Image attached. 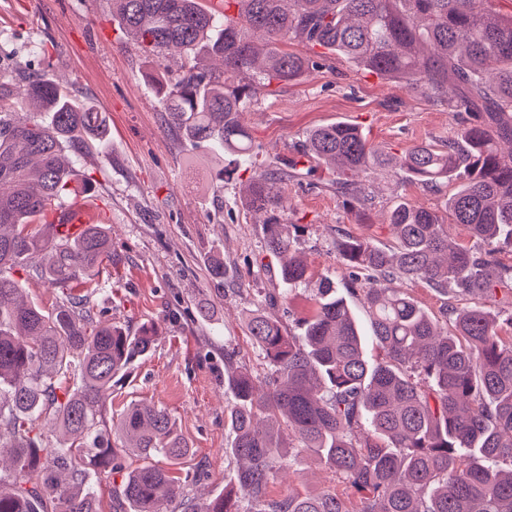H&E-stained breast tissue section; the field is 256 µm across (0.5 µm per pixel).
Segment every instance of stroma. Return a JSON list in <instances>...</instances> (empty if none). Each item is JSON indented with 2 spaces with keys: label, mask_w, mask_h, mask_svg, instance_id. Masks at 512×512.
Returning a JSON list of instances; mask_svg holds the SVG:
<instances>
[{
  "label": "stroma",
  "mask_w": 512,
  "mask_h": 512,
  "mask_svg": "<svg viewBox=\"0 0 512 512\" xmlns=\"http://www.w3.org/2000/svg\"><path fill=\"white\" fill-rule=\"evenodd\" d=\"M42 42L49 49L44 67L64 75L72 95L93 104L111 133V152L70 156L74 188L90 190L103 224L112 228V265L102 270L93 301L113 322L157 331L153 349L113 387L108 413L119 416L134 401L165 407L189 444L188 457L175 467L184 492L209 501L231 484L235 467L224 456L232 438L224 352L236 351L253 374L267 371L244 315L265 307L294 324L309 314L311 284L324 276L362 311V295L353 291L331 245L336 228L388 242L393 195L441 214L449 187L428 191L397 169L378 172L365 181L369 202L361 216L323 185L322 172L283 185L277 215L303 225L299 255L312 281L287 303L268 307L281 284L277 262L264 261L261 251L268 215L252 210L242 195L249 173L224 174L217 156L170 128L145 80L149 71L160 78L178 72L179 62L143 52L120 29L109 0H0V62L25 64ZM336 121L358 125L398 156L421 141L445 143L459 127L457 113L447 107L336 57L295 82L270 86L245 115L260 165L288 158L309 131ZM218 257L231 274L220 298L209 280ZM202 305L213 307L210 318L198 317ZM290 490H324L360 505V493L308 451L294 456L287 477H275L269 487L274 496Z\"/></svg>",
  "instance_id": "obj_1"
}]
</instances>
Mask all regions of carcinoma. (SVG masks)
<instances>
[{"label": "carcinoma", "mask_w": 512, "mask_h": 512, "mask_svg": "<svg viewBox=\"0 0 512 512\" xmlns=\"http://www.w3.org/2000/svg\"><path fill=\"white\" fill-rule=\"evenodd\" d=\"M492 2L224 0L220 22L201 0H112V15L142 49L184 59L158 89L169 126L231 155L237 169L255 164L243 115L260 91L330 54L462 117L447 143L414 145L400 161L424 188L455 184L447 220L397 195L394 244L339 230L332 239L352 279L364 281L368 324L325 280L297 333L260 310L246 317L264 376L224 349L234 398L224 452L237 470L232 488L205 505L184 497L168 468L189 446L166 408L134 402L107 416L113 380L150 350L154 333H132L94 310L96 278L112 265L110 229L44 236L31 228L71 194L65 146L107 147L109 131L45 68L0 67V512H100L90 479L116 474L113 512H512V342L504 344L490 309L512 283V266L497 262L500 245L512 246V16ZM288 40L309 54L282 50ZM201 51L222 71L194 65ZM295 153L253 177L246 197L256 210L275 211L283 182L324 164L343 205L363 211L359 177L394 160L342 121L310 131ZM455 227L475 245L461 243ZM302 230L275 216L263 225L282 301L308 278L296 256ZM209 276L224 297V262L213 259ZM35 279L61 290L54 305L25 299ZM415 280L454 301L438 317L428 313L400 287ZM368 338L383 351L378 362L365 355ZM285 430L362 494L360 509L325 492L270 495L286 468ZM119 446L151 463L124 471Z\"/></svg>", "instance_id": "cac0c4a2"}]
</instances>
